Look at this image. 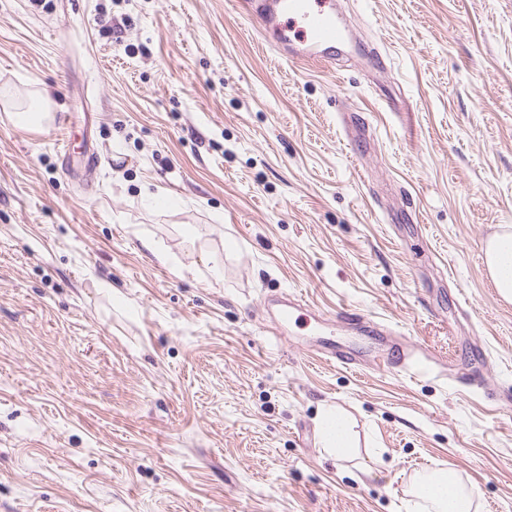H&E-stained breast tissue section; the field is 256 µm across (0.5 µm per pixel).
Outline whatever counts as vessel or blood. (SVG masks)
<instances>
[{
  "label": "vessel or blood",
  "mask_w": 512,
  "mask_h": 512,
  "mask_svg": "<svg viewBox=\"0 0 512 512\" xmlns=\"http://www.w3.org/2000/svg\"><path fill=\"white\" fill-rule=\"evenodd\" d=\"M243 4L247 15L258 19L266 30H284V22L288 19L301 21L304 35L289 42V60L332 64L347 45L349 32L339 19L332 0H243ZM325 329L328 338L319 346L322 358L331 363L356 366L357 355L331 340L334 324L326 323ZM384 361L398 371L416 374L433 371L439 358L418 345L398 342L390 347Z\"/></svg>",
  "instance_id": "1"
}]
</instances>
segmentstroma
I'll list each match as a JSON object with an SVG mask.
<instances>
[{
  "label": "stroma",
  "mask_w": 512,
  "mask_h": 512,
  "mask_svg": "<svg viewBox=\"0 0 512 512\" xmlns=\"http://www.w3.org/2000/svg\"><path fill=\"white\" fill-rule=\"evenodd\" d=\"M335 2L341 66L236 0H0V512H413L432 470L512 512V0ZM272 295L312 313L277 335ZM345 313L441 366L324 362ZM49 105L47 99L41 98L33 109L12 112L10 118L13 123L20 127L38 128L41 127L49 118ZM484 261L497 293L512 301V226L506 225L486 241ZM322 448L336 455L346 454L352 448L351 432L347 424L333 413L320 416Z\"/></svg>",
  "instance_id": "obj_1"
}]
</instances>
